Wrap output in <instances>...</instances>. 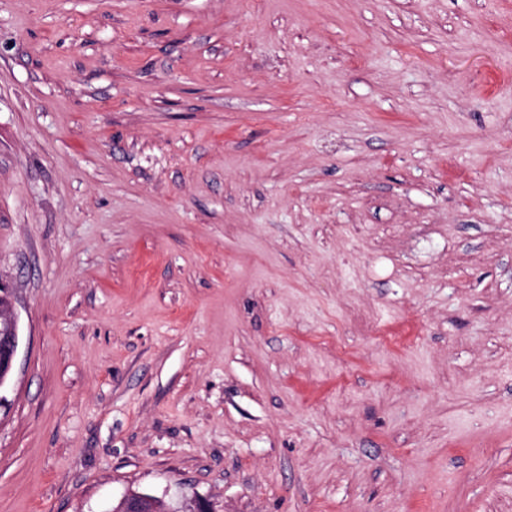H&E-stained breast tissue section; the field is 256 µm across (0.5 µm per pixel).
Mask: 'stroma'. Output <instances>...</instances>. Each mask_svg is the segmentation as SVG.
Masks as SVG:
<instances>
[{
  "mask_svg": "<svg viewBox=\"0 0 512 512\" xmlns=\"http://www.w3.org/2000/svg\"><path fill=\"white\" fill-rule=\"evenodd\" d=\"M0 512H512V0H0ZM19 345L18 324L8 299L7 288L0 281V389L11 374ZM124 499L126 500L124 512H140L142 500L150 503L149 512H215L207 500L198 497L185 501L176 508L167 507L158 497L144 493L129 492L123 496Z\"/></svg>",
  "mask_w": 512,
  "mask_h": 512,
  "instance_id": "stroma-1",
  "label": "stroma"
}]
</instances>
